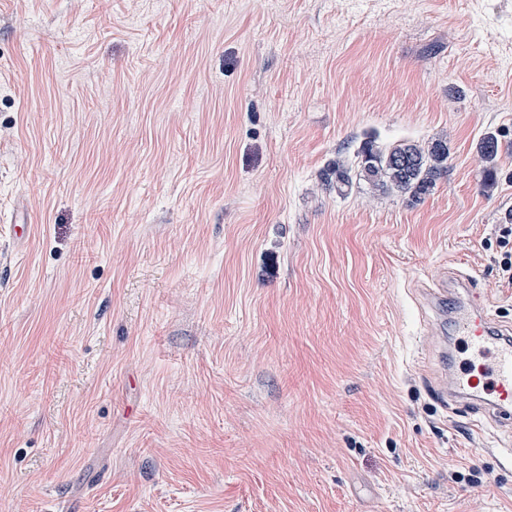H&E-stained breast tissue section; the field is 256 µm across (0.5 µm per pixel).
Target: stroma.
Returning <instances> with one entry per match:
<instances>
[{"mask_svg": "<svg viewBox=\"0 0 512 512\" xmlns=\"http://www.w3.org/2000/svg\"><path fill=\"white\" fill-rule=\"evenodd\" d=\"M370 136L447 176L325 190ZM511 213L512 0H0V512H512L416 342ZM499 148V135L492 131L485 132L476 144V151L484 163L482 185L485 189H491L495 185Z\"/></svg>", "mask_w": 512, "mask_h": 512, "instance_id": "stroma-1", "label": "stroma"}]
</instances>
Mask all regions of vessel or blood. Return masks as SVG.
<instances>
[{
    "label": "vessel or blood",
    "mask_w": 512,
    "mask_h": 512,
    "mask_svg": "<svg viewBox=\"0 0 512 512\" xmlns=\"http://www.w3.org/2000/svg\"><path fill=\"white\" fill-rule=\"evenodd\" d=\"M467 277L443 275L426 295L429 305L447 309L458 339L473 361L437 372L430 394L442 407L477 411L493 426L512 427V327L493 321Z\"/></svg>",
    "instance_id": "b4317fda"
}]
</instances>
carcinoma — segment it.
Returning a JSON list of instances; mask_svg holds the SVG:
<instances>
[{"mask_svg":"<svg viewBox=\"0 0 512 512\" xmlns=\"http://www.w3.org/2000/svg\"><path fill=\"white\" fill-rule=\"evenodd\" d=\"M499 148V135L492 131L484 133L476 144L484 163L482 185L486 189L495 185ZM448 159V144L442 139L422 146L411 142L384 145L368 138L360 144L354 162L338 159L328 164L320 172V180L325 189L341 197L350 194L356 177L372 190L416 203L448 173Z\"/></svg>","mask_w":512,"mask_h":512,"instance_id":"cac0c4a2","label":"carcinoma"}]
</instances>
